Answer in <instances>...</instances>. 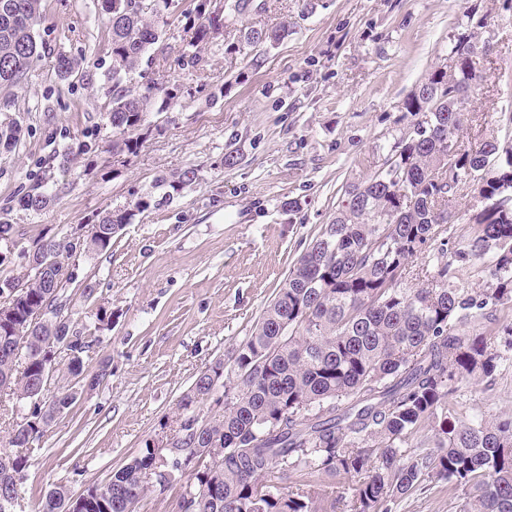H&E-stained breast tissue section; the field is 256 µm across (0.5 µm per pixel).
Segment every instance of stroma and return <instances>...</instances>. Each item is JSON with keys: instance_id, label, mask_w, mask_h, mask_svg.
<instances>
[{"instance_id": "35a3bbf8", "label": "stroma", "mask_w": 512, "mask_h": 512, "mask_svg": "<svg viewBox=\"0 0 512 512\" xmlns=\"http://www.w3.org/2000/svg\"><path fill=\"white\" fill-rule=\"evenodd\" d=\"M159 39L143 58V81L162 86L149 111L154 130L137 154L112 153V66L99 0H44V50L14 89L18 122L0 150V219L15 224L20 247L63 236L113 209L135 208L107 251L66 261V289L79 330L94 337L87 372L111 374L55 416L34 444L22 508L32 512L50 484L72 494L106 481L147 441L174 424L196 377L249 336L290 267L329 223L351 182L372 175L400 131L402 101L445 66L448 44L478 5L497 32L491 65L470 97L474 120L463 140L502 136L512 109V0H256L250 23L289 22L283 42L252 48L230 29L191 47L198 0H150ZM85 60L100 78L60 82L58 54ZM178 92L167 99L165 89ZM87 146L88 173L65 171L58 156ZM238 158L224 164L225 154ZM52 167L48 208L19 200ZM187 168L195 182L157 206L162 179ZM147 201L136 209L137 201ZM94 295L82 296L85 285ZM112 313L97 321L98 308ZM460 416H512V352L492 382L460 386L448 399ZM459 489L426 482L391 512H460Z\"/></svg>"}]
</instances>
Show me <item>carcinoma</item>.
<instances>
[{
    "mask_svg": "<svg viewBox=\"0 0 512 512\" xmlns=\"http://www.w3.org/2000/svg\"><path fill=\"white\" fill-rule=\"evenodd\" d=\"M104 10L111 34L112 153L134 155L147 123L151 88L130 86L144 54L158 40V24L138 0H110ZM248 4L217 19H204L194 43L206 42L215 23L240 26L246 45L285 40L290 28L248 26ZM42 0H0V90L15 86L41 56L37 28ZM471 26L455 34L448 65L430 72L401 106L403 132L385 161L387 169L346 186L336 215L322 225L290 268L276 296L249 336L224 361L201 372L181 397L176 419L181 440L165 451L181 493L175 512H336L325 484L284 488L279 475L308 467L356 478L344 512H382L387 503L425 481H448L465 495L463 512H512V417L483 413L457 417L447 399L459 386L491 381L502 354L512 350V322L497 312L512 307V143L492 136L477 148L462 141L466 105L483 78L479 68L493 37L473 10ZM95 72L63 54L57 77L65 82ZM21 127H0V147L19 141ZM196 180L184 170L164 182L173 196ZM474 183L477 203L462 227L448 232L458 191ZM53 200L38 181L21 197L26 210ZM130 209L98 218L91 251L109 247L129 223ZM55 261L37 274L0 277V297L11 316L0 322V393L15 400L20 421L0 446V505L24 493L30 455L54 417L81 397L73 380L85 372L91 341L73 328L63 296L64 250L53 237ZM14 225L0 222V251L12 254ZM429 261L415 264L418 257ZM479 266L490 283L471 288L463 271ZM25 297L10 299L17 282ZM76 336L66 367L55 359L57 343ZM63 384L45 400L47 384ZM224 411L209 416L195 435V410L210 399ZM428 421L435 448L408 462L400 443ZM158 449L145 450L104 484L74 496L53 484L34 512H140L153 488L149 471Z\"/></svg>",
    "mask_w": 512,
    "mask_h": 512,
    "instance_id": "1",
    "label": "carcinoma"
}]
</instances>
